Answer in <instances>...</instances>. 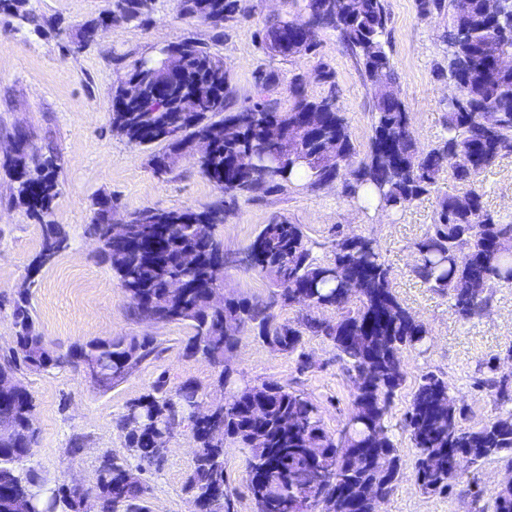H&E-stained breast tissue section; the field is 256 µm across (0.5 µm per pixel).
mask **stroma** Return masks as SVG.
<instances>
[{
  "instance_id": "1",
  "label": "stroma",
  "mask_w": 512,
  "mask_h": 512,
  "mask_svg": "<svg viewBox=\"0 0 512 512\" xmlns=\"http://www.w3.org/2000/svg\"><path fill=\"white\" fill-rule=\"evenodd\" d=\"M31 3L40 16L36 24L0 12V145L8 146L21 129L41 152L58 156L59 193L50 219L62 225L71 246L52 266L29 275L28 265L40 249L41 227L14 202L12 182L0 169V352L12 336L10 300L24 287L29 290L39 332L58 352L113 336H151L156 341L155 352L107 391L96 389L78 365L21 376L35 404L37 438L30 466L50 485H67L75 479L90 490L103 455L126 457L119 420L157 379H164L171 390L193 381L206 406L226 396L217 382V367L184 356L190 327L134 320L109 265L95 253L89 232L95 199L112 197V216L118 219L149 207L203 210L220 196L191 157L181 158L171 171L158 175L148 163V149L113 134L112 98L128 71L140 60L159 56L166 46L185 40L201 42L224 61L233 107L255 101L256 79L266 72L278 78L274 96L284 110L291 104V78L303 75L312 96L335 94L361 155L371 136L373 90L362 66L333 31L320 33L319 52L314 56L282 58L258 47L257 30L268 20L299 16L302 0H244L245 17L223 27L182 14L178 0H157L149 22L117 23L73 52L68 44L111 10L112 0ZM385 7L401 98L418 144L427 147L445 132L448 80L441 70L448 62L445 35L450 15L443 11L420 16L416 0H385ZM324 68L331 71V79H322ZM479 183L486 208L512 222V154L498 158L482 172ZM464 191V186L444 176L434 195L383 215L359 200L341 196L338 188L314 190L300 184L239 202L214 229L230 254L244 251L261 225L279 219L303 225L316 244V256L323 260L330 258L336 236L362 234L379 241L392 268L397 297L428 329L425 346L406 357L405 382L392 407L390 426L404 477L381 505V512L467 510L464 485H455L450 495L432 496L422 493L410 478L415 450L402 430V418L422 375L433 372L448 380L469 408L470 426H479L497 412L492 399L473 383L481 377L486 359L512 348V288L496 291L489 315L465 320L455 313L449 296L428 288L413 273V244L432 223L439 198ZM303 357L309 361L305 370L299 365ZM232 367L244 381L277 382L307 393L320 406L329 434H337L353 409L354 384L321 337H306L303 353L297 356L243 331ZM193 450L192 425L181 421L166 441L163 469L144 475L151 512H189L184 482ZM246 456L245 448L225 441L224 467L234 512H256L245 481Z\"/></svg>"
}]
</instances>
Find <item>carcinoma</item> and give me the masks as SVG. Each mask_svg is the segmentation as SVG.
<instances>
[{
    "label": "carcinoma",
    "mask_w": 512,
    "mask_h": 512,
    "mask_svg": "<svg viewBox=\"0 0 512 512\" xmlns=\"http://www.w3.org/2000/svg\"><path fill=\"white\" fill-rule=\"evenodd\" d=\"M28 0H0L4 12L23 10L32 22L38 15ZM157 0H112V11L126 21L150 18ZM427 16L444 9L451 14L448 82L459 89L448 101V135L428 148L418 146L411 117L401 99L389 44V17L384 0H303L301 16L265 24L259 36L264 50L285 58L290 50L276 49L279 38L303 37L305 54L316 52L319 33L332 30L362 64L375 91L372 135L359 166L347 173L340 160L356 155L348 122L336 96L314 98L301 76L289 87L292 104L279 108L273 93L274 76L260 74V95L251 105L231 109L229 77L223 62L204 46L181 42V73L164 86V59L144 60L127 74L141 88L130 102L119 88L112 99L111 126L116 135L141 146L162 149L151 154L154 172L171 170L191 152L200 135H212V149L196 165L224 198L207 210L146 208L131 214L128 239L106 240V212L112 199L95 202L90 233L105 240L102 255L129 300L130 315L146 323H183L193 329L183 351L222 367L221 385L232 382L233 369L224 367V354L238 338L225 331L232 320L248 328L263 343L290 354L306 336H320L336 352L355 386L353 414L338 436L323 426L319 406L305 393L285 385L263 382L239 386L206 418L192 421L196 442L186 490L192 512H233L224 473V443L213 439L223 431L248 449L245 469L249 492L258 512H370L366 492L378 487L391 495L402 478L399 448L389 434L394 398L405 382L403 359L421 348L427 327L398 299L392 271L378 241L361 234L341 236L331 244L332 258L318 259L314 243L301 224L286 220L264 224L248 246L252 263L247 272L263 274L278 287L280 303H310L297 321H280L272 303L234 293L224 307L210 306L213 291L224 288V271L215 258L223 242L199 225L224 223V212L260 192L283 191L296 181L318 189L337 183L340 193L354 198L363 190L376 196V208L403 210L431 195L442 174L467 187L462 197L438 203L433 223L414 243L413 271L432 290L450 297L463 319L483 315L492 306L496 289L512 285V224L487 210L477 177L499 157L512 152V69L498 64L512 54V18L492 12L488 0H416ZM181 12L215 26L231 24L244 15L242 0H180ZM492 113V123L484 114ZM19 150L4 161L13 183V200L42 226V244L30 263L40 272L70 247V238L48 220L58 194V158L54 153L30 156L28 134L16 133ZM192 255L196 266L186 268ZM182 276L189 286L167 288ZM358 291L345 297L348 283ZM336 311V318L324 316ZM13 346L0 356V425L10 435L0 440V512H87L86 494L48 487L41 475L25 465L36 435L34 399L17 378L22 370L46 371L93 362L90 377L106 391L124 381L156 349L151 336H115L56 351L37 328L28 294L12 301ZM493 355L487 373L475 380L495 405L503 408L479 428L466 425L468 409L445 378L429 372L415 388L404 413L403 427L415 449L412 479L428 495H445L466 483L472 512H512V485L497 490L482 503V490L466 471L448 468L460 454L470 465L497 459L512 469V372ZM198 388L191 381L175 391L162 379L132 403L119 421L126 433L128 458L105 456L96 470V512H150L141 473L160 468L164 449L155 438L174 419L197 405ZM388 456L395 473L390 480L377 467Z\"/></svg>",
    "instance_id": "cac0c4a2"
}]
</instances>
